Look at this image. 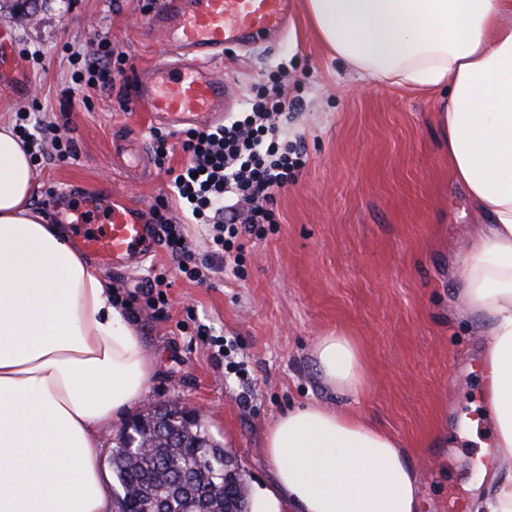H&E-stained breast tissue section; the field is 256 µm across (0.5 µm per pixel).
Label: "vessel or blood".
<instances>
[{"instance_id":"vessel-or-blood-1","label":"vessel or blood","mask_w":512,"mask_h":512,"mask_svg":"<svg viewBox=\"0 0 512 512\" xmlns=\"http://www.w3.org/2000/svg\"><path fill=\"white\" fill-rule=\"evenodd\" d=\"M292 8V0H164L151 25L165 45L153 66L135 74L134 103L172 131L223 121L232 89L214 77L211 64L230 45L283 30ZM51 211L73 225L88 254L113 267L140 263L155 249V226L144 208L68 192L54 197Z\"/></svg>"}]
</instances>
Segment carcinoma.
<instances>
[{
	"label": "carcinoma",
	"instance_id": "cac0c4a2",
	"mask_svg": "<svg viewBox=\"0 0 512 512\" xmlns=\"http://www.w3.org/2000/svg\"><path fill=\"white\" fill-rule=\"evenodd\" d=\"M179 408L161 407L146 417V425L160 424L166 429L178 426L177 437L185 444L181 455L171 454L170 448L161 441L150 443V447L138 457L116 440L112 448V469L122 490L123 512H149L159 496L172 499L176 508L188 512L190 505L180 496L177 479L191 473L201 477L204 485L223 486V492L212 503L213 512H242L238 501V474L232 462L218 453L220 445L211 437L204 424L185 423L177 418Z\"/></svg>",
	"mask_w": 512,
	"mask_h": 512
}]
</instances>
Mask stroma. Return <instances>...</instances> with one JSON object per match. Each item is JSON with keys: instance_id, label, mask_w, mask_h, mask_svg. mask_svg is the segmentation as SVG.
Here are the masks:
<instances>
[{"instance_id": "stroma-1", "label": "stroma", "mask_w": 512, "mask_h": 512, "mask_svg": "<svg viewBox=\"0 0 512 512\" xmlns=\"http://www.w3.org/2000/svg\"><path fill=\"white\" fill-rule=\"evenodd\" d=\"M0 0V53L19 67L0 75V118L19 108L45 132L73 140L74 159L35 168L33 206L66 186L105 200L152 206L168 178L156 164L134 169L130 138L152 148L154 125L124 111L127 79L152 64L164 39L147 0H35L31 19ZM109 40L127 60L124 78L74 88L73 51ZM285 67L301 104L283 127L301 139L307 162L279 191L276 223L245 254L246 277L204 284L171 273L165 245L129 269L103 272L143 337L155 369L128 419L160 405L194 403L247 483L271 482L264 438L288 408L320 402L358 413L402 440L421 480L427 512H448L472 482L498 465L485 407L483 339L454 308L456 269L483 216L448 165L440 98L358 78L318 41L298 0L287 32L262 45L225 50L214 73L232 85L231 111L252 87ZM167 274L168 306L144 299L151 271ZM206 336H199V329ZM340 330L360 341L367 374L355 397L335 393L312 357L317 338Z\"/></svg>"}]
</instances>
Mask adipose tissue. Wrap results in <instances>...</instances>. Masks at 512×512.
I'll return each mask as SVG.
<instances>
[{
  "instance_id": "ef3b65f1",
  "label": "adipose tissue",
  "mask_w": 512,
  "mask_h": 512,
  "mask_svg": "<svg viewBox=\"0 0 512 512\" xmlns=\"http://www.w3.org/2000/svg\"><path fill=\"white\" fill-rule=\"evenodd\" d=\"M322 45L361 78L441 91L448 162L489 226L471 237L456 305L484 338L496 454L475 512H512V0H305ZM30 149L0 122V512H110L95 461L146 391L153 360L125 305L59 225L32 204ZM330 388L367 384L355 337L319 336ZM271 484L250 512H423L402 443L321 403L269 427Z\"/></svg>"
}]
</instances>
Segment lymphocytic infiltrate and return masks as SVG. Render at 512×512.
<instances>
[{
	"label": "lymphocytic infiltrate",
	"mask_w": 512,
	"mask_h": 512,
	"mask_svg": "<svg viewBox=\"0 0 512 512\" xmlns=\"http://www.w3.org/2000/svg\"><path fill=\"white\" fill-rule=\"evenodd\" d=\"M81 67L71 80L92 88L114 85L124 76L125 60L112 55L108 41H99L93 53H74ZM295 105L287 80L272 74L259 87L243 111L228 113L221 125L181 132L186 156L172 166L169 137L153 134L155 163L163 170L174 199H159L152 206V221L179 272L192 282L206 283L223 260L225 271L244 275V253L251 240L260 238L272 223L275 195L295 179L304 163V153L288 140L278 124ZM207 226L211 252L201 257L186 237L181 215Z\"/></svg>",
	"instance_id": "lymphocytic-infiltrate-1"
}]
</instances>
